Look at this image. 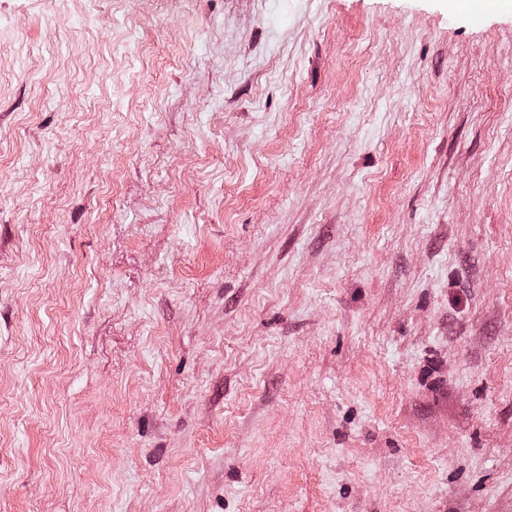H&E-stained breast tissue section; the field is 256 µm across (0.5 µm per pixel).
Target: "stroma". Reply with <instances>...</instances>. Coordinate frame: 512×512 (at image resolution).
<instances>
[{"instance_id":"1","label":"stroma","mask_w":512,"mask_h":512,"mask_svg":"<svg viewBox=\"0 0 512 512\" xmlns=\"http://www.w3.org/2000/svg\"><path fill=\"white\" fill-rule=\"evenodd\" d=\"M0 0V512H512V0Z\"/></svg>"}]
</instances>
